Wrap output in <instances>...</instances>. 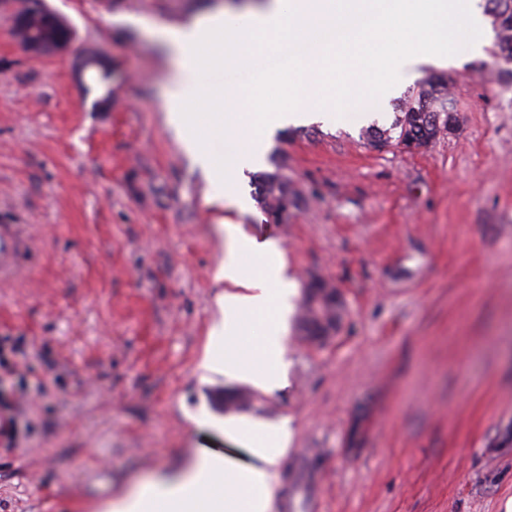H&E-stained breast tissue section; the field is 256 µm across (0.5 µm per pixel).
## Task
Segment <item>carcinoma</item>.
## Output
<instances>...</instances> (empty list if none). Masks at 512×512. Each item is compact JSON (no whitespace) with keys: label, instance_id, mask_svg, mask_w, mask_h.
Returning a JSON list of instances; mask_svg holds the SVG:
<instances>
[{"label":"carcinoma","instance_id":"carcinoma-1","mask_svg":"<svg viewBox=\"0 0 512 512\" xmlns=\"http://www.w3.org/2000/svg\"><path fill=\"white\" fill-rule=\"evenodd\" d=\"M499 0H485V13L496 32L494 55L501 60L512 61V16L505 18L498 11ZM448 81L431 75L427 77L409 99L402 104L395 121L388 128L372 125L364 130L367 140L396 142L408 148H421L448 129ZM256 193L266 213H276L285 197L300 200L288 182L274 175L264 174L256 181ZM327 283L304 286L299 327L308 325H331L341 322L343 310L339 305L325 301L313 306V298L327 294Z\"/></svg>","mask_w":512,"mask_h":512}]
</instances>
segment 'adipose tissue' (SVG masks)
Here are the masks:
<instances>
[{"label":"adipose tissue","mask_w":512,"mask_h":512,"mask_svg":"<svg viewBox=\"0 0 512 512\" xmlns=\"http://www.w3.org/2000/svg\"><path fill=\"white\" fill-rule=\"evenodd\" d=\"M177 55L165 92L169 122L201 168L246 210L244 171L259 167L276 129L374 110L427 66H444L454 40L475 55L491 40L480 0H253L180 29L158 30ZM206 113L199 124L198 113ZM227 288L203 369L270 392L285 384V338L295 283L276 240L225 222ZM257 265L248 271L240 255ZM234 445L203 450L178 473L131 485L103 512H272L287 422L228 417Z\"/></svg>","instance_id":"adipose-tissue-1"}]
</instances>
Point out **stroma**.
I'll return each instance as SVG.
<instances>
[{
	"label": "stroma",
	"mask_w": 512,
	"mask_h": 512,
	"mask_svg": "<svg viewBox=\"0 0 512 512\" xmlns=\"http://www.w3.org/2000/svg\"><path fill=\"white\" fill-rule=\"evenodd\" d=\"M226 0H47L72 52L30 58L0 12V223L30 251L0 283V512H102L120 490L230 447L204 372L221 317L222 221L275 239L296 286L343 294L328 343L288 322L285 387L236 416L287 420L274 512H504L512 498V74L456 51L449 130L377 150L366 118L291 126L260 171L301 202L233 211L169 125L179 29ZM86 50L107 79L78 76Z\"/></svg>",
	"instance_id": "obj_1"
}]
</instances>
